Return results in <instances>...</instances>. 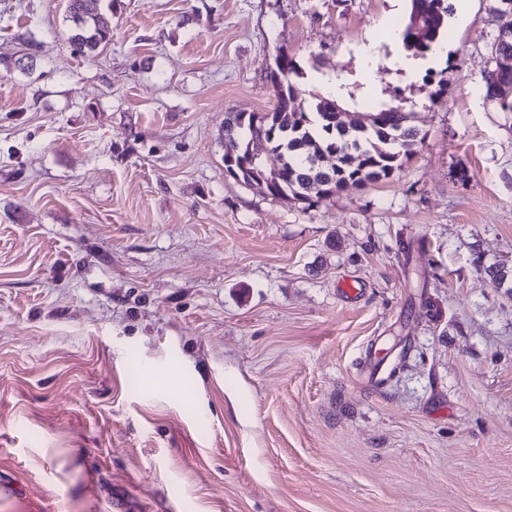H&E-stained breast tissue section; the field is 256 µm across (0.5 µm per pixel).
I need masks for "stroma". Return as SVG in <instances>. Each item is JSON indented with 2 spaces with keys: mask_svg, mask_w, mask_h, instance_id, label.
Instances as JSON below:
<instances>
[{
  "mask_svg": "<svg viewBox=\"0 0 512 512\" xmlns=\"http://www.w3.org/2000/svg\"><path fill=\"white\" fill-rule=\"evenodd\" d=\"M66 4L0 0V512H512L496 0L409 69L410 0H115L92 59ZM281 51L424 142L312 206L229 176Z\"/></svg>",
  "mask_w": 512,
  "mask_h": 512,
  "instance_id": "35a3bbf8",
  "label": "stroma"
}]
</instances>
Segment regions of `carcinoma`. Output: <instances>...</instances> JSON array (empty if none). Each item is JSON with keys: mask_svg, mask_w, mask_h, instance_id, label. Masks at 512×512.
Segmentation results:
<instances>
[{"mask_svg": "<svg viewBox=\"0 0 512 512\" xmlns=\"http://www.w3.org/2000/svg\"><path fill=\"white\" fill-rule=\"evenodd\" d=\"M103 0H68L71 21L67 42L77 57L96 56L112 40L110 23L102 11ZM426 13L425 39L417 38L409 25L401 31L405 50L424 57L442 38L450 6L445 0H411V10ZM493 65L484 76L485 96L512 112V39L493 41ZM301 72L296 61L288 72H271L276 106L264 114L232 112L224 123V142L235 157L224 161L225 170L249 186H260L249 168L253 139L262 137L269 150L282 159L280 181L262 188L271 196L289 201L327 200L350 185H366L391 178L403 166L412 147L423 142L414 115L401 108L398 94L389 103L370 111L366 126L343 129L332 123L327 111L328 91L317 94L309 105L297 101L298 89L291 76Z\"/></svg>", "mask_w": 512, "mask_h": 512, "instance_id": "obj_1", "label": "carcinoma"}]
</instances>
